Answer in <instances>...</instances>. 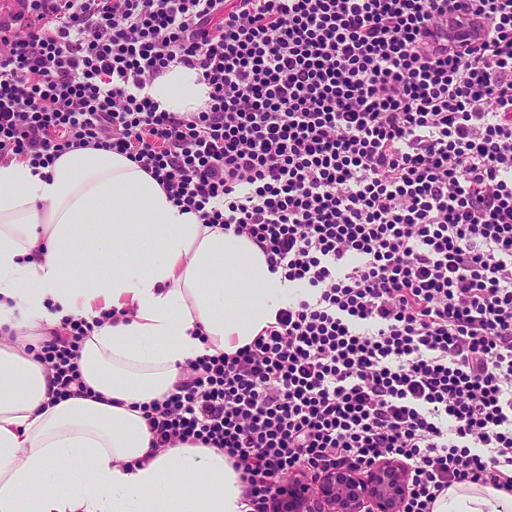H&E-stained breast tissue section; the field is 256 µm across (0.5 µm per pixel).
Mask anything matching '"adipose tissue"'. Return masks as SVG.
Wrapping results in <instances>:
<instances>
[{"label":"adipose tissue","mask_w":512,"mask_h":512,"mask_svg":"<svg viewBox=\"0 0 512 512\" xmlns=\"http://www.w3.org/2000/svg\"><path fill=\"white\" fill-rule=\"evenodd\" d=\"M148 94L177 113L208 99L180 65ZM302 294L250 240L183 212L125 156L88 147L47 168L0 164V512H250L223 450L153 449L143 407L189 362L251 344ZM110 309L129 317L80 350L91 396L52 402L39 330ZM432 512H512V495L457 483Z\"/></svg>","instance_id":"ef3b65f1"}]
</instances>
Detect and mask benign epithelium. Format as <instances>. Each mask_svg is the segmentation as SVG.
Masks as SVG:
<instances>
[{"label": "benign epithelium", "instance_id": "benign-epithelium-1", "mask_svg": "<svg viewBox=\"0 0 512 512\" xmlns=\"http://www.w3.org/2000/svg\"><path fill=\"white\" fill-rule=\"evenodd\" d=\"M408 482L395 460L368 469H336L312 482L292 477L280 485L273 512H400Z\"/></svg>", "mask_w": 512, "mask_h": 512}]
</instances>
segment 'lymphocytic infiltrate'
Returning <instances> with one entry per match:
<instances>
[{
  "label": "lymphocytic infiltrate",
  "instance_id": "1",
  "mask_svg": "<svg viewBox=\"0 0 512 512\" xmlns=\"http://www.w3.org/2000/svg\"><path fill=\"white\" fill-rule=\"evenodd\" d=\"M177 64L208 101L144 90ZM104 149L310 289L145 408L158 448L223 449L252 512L289 474L399 461L401 512L512 494V0H26L0 27V163ZM41 348L87 395L94 327ZM511 510L510 494L491 484L463 482L445 490L435 501L432 512H510Z\"/></svg>",
  "mask_w": 512,
  "mask_h": 512
}]
</instances>
